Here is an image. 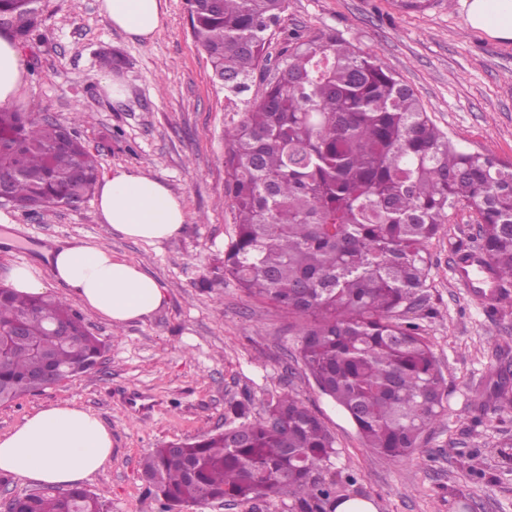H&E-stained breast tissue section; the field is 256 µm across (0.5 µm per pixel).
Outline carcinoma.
Masks as SVG:
<instances>
[{
    "mask_svg": "<svg viewBox=\"0 0 512 512\" xmlns=\"http://www.w3.org/2000/svg\"><path fill=\"white\" fill-rule=\"evenodd\" d=\"M38 0H0L22 43H47ZM191 34L224 90L239 97L262 68L268 36L288 0H187ZM224 133L226 193L236 235L224 274L249 296L303 318L299 356L323 394L355 424L365 447L402 459L442 417L443 374L419 326L400 316L421 300L427 244L467 205L475 253L498 287L512 284V162L454 145L413 89L375 55L334 31L295 39L279 76L246 101ZM41 112L0 109V178L18 209L76 206L99 177L74 125ZM70 328L72 341L55 336ZM21 329L26 343L13 339ZM103 343L52 295L0 290V404L43 388L47 364L76 376ZM500 370L499 408L512 412ZM334 437L317 414L282 393L263 416L170 443L142 461L168 512L203 501L294 496L300 512L338 501L325 479ZM12 512H102L85 488L23 494Z\"/></svg>",
    "mask_w": 512,
    "mask_h": 512,
    "instance_id": "cac0c4a2",
    "label": "carcinoma"
}]
</instances>
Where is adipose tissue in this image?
<instances>
[{
    "label": "adipose tissue",
    "instance_id": "adipose-tissue-1",
    "mask_svg": "<svg viewBox=\"0 0 512 512\" xmlns=\"http://www.w3.org/2000/svg\"><path fill=\"white\" fill-rule=\"evenodd\" d=\"M466 22L499 40H512V0H464ZM100 12L131 40L149 41L166 18L165 0H100ZM18 46L0 38V108L13 107L26 79ZM95 206L102 223L123 237L147 243L178 236L187 222L182 196L142 171H118L100 183ZM44 264L23 263L9 270L19 293H44L51 284L123 326L164 307L166 290L140 264L92 242L43 248ZM112 461V433L88 410L52 405L0 435V471L45 487L82 485Z\"/></svg>",
    "mask_w": 512,
    "mask_h": 512
}]
</instances>
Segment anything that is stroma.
I'll return each instance as SVG.
<instances>
[{"mask_svg":"<svg viewBox=\"0 0 512 512\" xmlns=\"http://www.w3.org/2000/svg\"><path fill=\"white\" fill-rule=\"evenodd\" d=\"M51 34L28 45L18 111L38 109L70 123L97 157L101 174L141 169L183 196L182 233L135 243L103 224L93 201L35 212L0 206L12 245L0 243V282L10 266L35 261L40 248L99 242L139 263L167 290L168 303L122 327L83 311L106 344L99 365L36 395L0 404V434L43 407L70 402L112 431V462L87 482L103 512H163L143 477L141 459L172 442L234 426L228 405L262 414L270 395L288 393L314 411L334 436L327 480L340 493L373 501L377 512H512V413L498 410L496 368L512 360V287L493 305L471 297L454 274L458 253L475 246L474 211L451 210L428 244L431 269L423 302L405 313L429 341L442 369L444 412L410 456L394 460L366 448L347 416L316 386L299 355V317L250 298L225 276L224 250L235 234L225 194L224 131L241 108L213 80L194 42L186 0H167L162 31L134 42L109 24L99 0H40ZM337 31L413 88L450 140L512 161V41L470 28L461 0H433L407 11L394 0H288L251 95L276 74L291 36ZM119 54L113 69L125 88L108 97L97 76L100 52ZM182 512H299L291 496L211 501Z\"/></svg>","mask_w":512,"mask_h":512,"instance_id":"35a3bbf8","label":"stroma"}]
</instances>
